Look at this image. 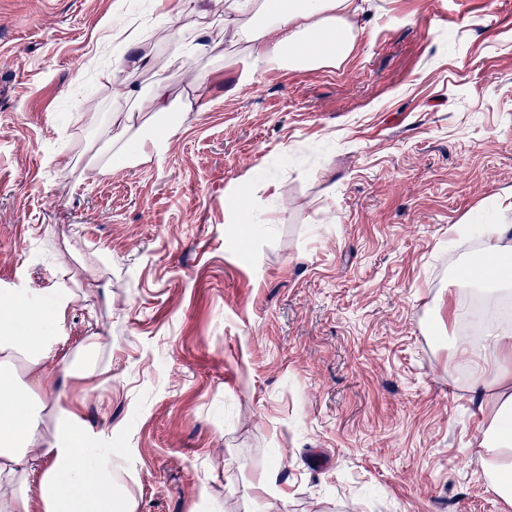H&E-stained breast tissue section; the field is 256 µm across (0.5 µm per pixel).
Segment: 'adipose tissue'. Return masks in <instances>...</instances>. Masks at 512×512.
<instances>
[{
  "mask_svg": "<svg viewBox=\"0 0 512 512\" xmlns=\"http://www.w3.org/2000/svg\"><path fill=\"white\" fill-rule=\"evenodd\" d=\"M224 9L226 41L198 31L185 37L162 30L185 63L222 58L223 43L245 46L253 64L276 69L341 66L351 56L358 23L370 0H212ZM127 39L121 57L104 80L113 101L139 99L150 111H170L163 82L151 93L115 80L132 68L157 63ZM483 267H469L456 285L499 304L512 297V275L498 271L500 257L512 255V224L488 225ZM61 278L53 287L0 290V512H136L125 481L124 451L102 442L98 433L65 397L70 380L99 374L97 337L72 354H58V329L76 301ZM475 335L454 338L459 356L482 349L497 364L493 384L473 382L485 421L474 442L484 453V475L501 497L512 499V336L479 319Z\"/></svg>",
  "mask_w": 512,
  "mask_h": 512,
  "instance_id": "obj_1",
  "label": "adipose tissue"
}]
</instances>
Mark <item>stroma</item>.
<instances>
[{
  "label": "stroma",
  "instance_id": "obj_1",
  "mask_svg": "<svg viewBox=\"0 0 512 512\" xmlns=\"http://www.w3.org/2000/svg\"><path fill=\"white\" fill-rule=\"evenodd\" d=\"M177 2L0 0V289L66 261L63 347L107 345L67 395L124 449L137 512H512L448 319L476 245L456 230L512 187V0H373L337 69L233 46L195 60L202 89L174 56L126 71L194 107L160 154L114 161L107 23L148 40ZM277 459L270 508L252 486Z\"/></svg>",
  "mask_w": 512,
  "mask_h": 512
}]
</instances>
